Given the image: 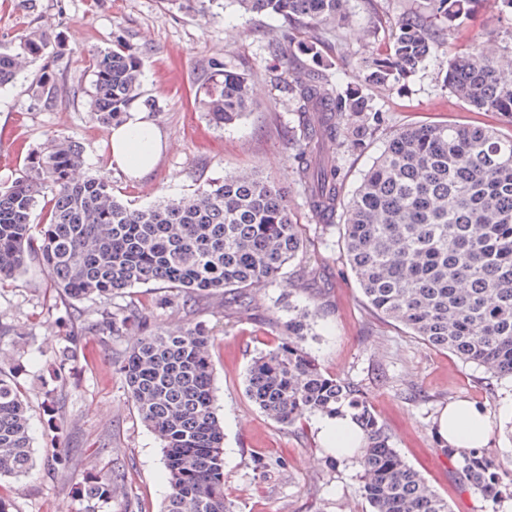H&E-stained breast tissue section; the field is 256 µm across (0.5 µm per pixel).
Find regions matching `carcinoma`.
I'll list each match as a JSON object with an SVG mask.
<instances>
[{
	"mask_svg": "<svg viewBox=\"0 0 512 512\" xmlns=\"http://www.w3.org/2000/svg\"><path fill=\"white\" fill-rule=\"evenodd\" d=\"M478 0H427L426 13L400 22L389 51L365 62L369 85L405 81L448 38V23L468 15ZM247 14H274L287 27L302 25V71L288 83L297 126L298 183L321 225L336 227L344 205L342 241L347 261L369 306L427 345L512 378V136L493 129L440 123L400 130L346 202L341 168L312 163L313 154L345 129L360 141L375 130L380 109L369 89L325 75L322 32L335 29L336 53L349 36L346 0H230ZM50 44L45 32L0 50V87L26 77L29 63ZM91 106L106 126L123 122L140 100L142 52L117 35L92 54ZM54 75L43 71L37 94L50 104ZM442 87L484 112L512 114V49L482 41L448 58ZM252 104L245 74L211 63L205 89L209 120L239 121ZM81 147L53 136L27 153L23 175L0 187V287L25 271L29 257L74 304L105 303L129 288L158 285L164 303L189 309L210 295L265 288L303 256L306 239L282 188L255 174L207 179L187 197L142 207L118 200L108 177H81ZM42 223H34L35 212ZM66 313V346L53 347L40 390L48 423L57 428L61 382L74 368L81 336L98 325L129 347L119 366L143 426L163 449L170 492L160 512H233L224 497V431L216 413L211 331L186 322L155 331L133 302ZM277 338L247 371L246 393L269 419L294 428L308 416L349 413L364 445L358 463L371 512H451L442 498L392 446L385 426L358 389L322 371L304 346L300 317L275 322ZM23 385L0 358V479L34 469ZM468 485L494 498L504 465L471 456ZM118 474L99 472L76 492L110 499Z\"/></svg>",
	"mask_w": 512,
	"mask_h": 512,
	"instance_id": "cac0c4a2",
	"label": "carcinoma"
}]
</instances>
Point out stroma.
<instances>
[{
  "label": "stroma",
  "instance_id": "obj_1",
  "mask_svg": "<svg viewBox=\"0 0 512 512\" xmlns=\"http://www.w3.org/2000/svg\"><path fill=\"white\" fill-rule=\"evenodd\" d=\"M202 0H0V48L18 44L22 34L50 31L45 54L32 72L57 75L51 104L36 100L30 80L0 88V186L19 177L29 149L53 135L76 141L84 170L103 173L119 198L148 206L189 195L199 180L249 172L277 183L309 239L303 258L270 286L253 291L247 304L237 292L216 295L195 315L213 334L212 364L217 414L224 426V493L234 512H368L358 464L330 465L314 418L292 429L272 422L249 400L245 378L251 360L276 338L265 322L309 309L305 346L327 374L357 386L372 412L388 429L401 456L447 499L452 512H512V489L487 500L459 479L463 451L449 452L435 427L448 403L468 399L484 405L491 430L484 456L512 466V379L447 351L427 347L405 327L376 315L368 306L339 245L338 231L321 233L308 211L296 174L289 129L296 123L287 83L302 55L298 47L275 54L272 45L285 23L274 15H250L227 7L204 20ZM424 0H350L357 31L345 53L333 59L332 76L358 83L366 60L385 50L392 28ZM123 36L143 53V96L157 100L153 117L164 150L141 179L111 164L109 128L88 104L93 51ZM492 39L512 45V17L481 5L454 22L438 53L418 66L405 84L376 93L383 118L358 147L327 146L324 157L338 159L346 191H353L398 129L410 124L452 123L491 127L512 135V115L464 107L441 86L448 56L456 49ZM220 60L247 74L254 108L236 124L220 128L207 116L199 90ZM145 304L152 327L172 328L183 312L160 306L164 289H128ZM66 312L38 261L0 289V321L16 332L0 337V349L15 358V370L29 385L35 467L31 475L0 480V496L14 512H160L168 494L159 440L139 421L118 371L125 341L88 331L84 355L62 389L65 450L71 473L51 469L52 433L46 425L36 380L45 351L62 330ZM112 467L123 470L122 489L112 500L89 506L75 495L73 482Z\"/></svg>",
  "mask_w": 512,
  "mask_h": 512
}]
</instances>
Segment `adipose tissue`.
<instances>
[{
	"instance_id": "1",
	"label": "adipose tissue",
	"mask_w": 512,
	"mask_h": 512,
	"mask_svg": "<svg viewBox=\"0 0 512 512\" xmlns=\"http://www.w3.org/2000/svg\"><path fill=\"white\" fill-rule=\"evenodd\" d=\"M111 156L115 167L134 177L151 172L162 149V137L150 113L129 110L123 122L111 133ZM316 428L329 450H342V463L352 462L355 450L363 444L354 419L348 413L318 418ZM490 418L487 409L463 399L449 404L441 412L436 431L452 448L475 450L487 441Z\"/></svg>"
}]
</instances>
